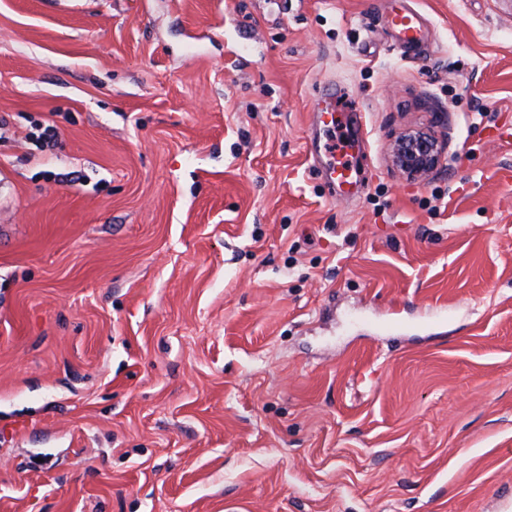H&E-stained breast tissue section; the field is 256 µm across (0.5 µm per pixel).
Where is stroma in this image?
<instances>
[{"label": "stroma", "mask_w": 512, "mask_h": 512, "mask_svg": "<svg viewBox=\"0 0 512 512\" xmlns=\"http://www.w3.org/2000/svg\"><path fill=\"white\" fill-rule=\"evenodd\" d=\"M391 5L0 0V512H512V0ZM385 26L391 28L400 48L411 50L424 41L423 29L415 14L403 7L393 8L384 16ZM336 94L326 90L318 102L315 113L316 125L323 124L325 127H336L340 124L341 114L336 112ZM445 147L433 136L412 132L401 136L393 145L392 166L408 179L428 175L440 163ZM346 148L347 157L344 160L339 162V167L336 170V166L333 167L331 175L328 177V189L333 192V195H336V181L338 183V187L341 188V185L351 184V173L353 169V159L355 158L356 150L359 152V146L355 144L348 143ZM351 150L352 152H349Z\"/></svg>", "instance_id": "obj_1"}]
</instances>
